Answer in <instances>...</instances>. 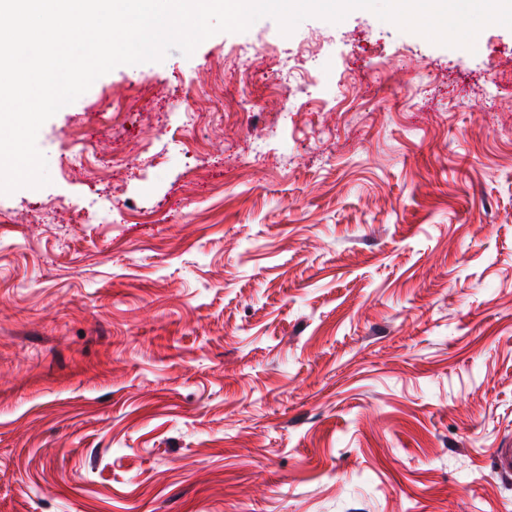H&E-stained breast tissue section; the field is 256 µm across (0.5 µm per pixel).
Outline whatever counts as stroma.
<instances>
[{"instance_id":"obj_1","label":"stroma","mask_w":512,"mask_h":512,"mask_svg":"<svg viewBox=\"0 0 512 512\" xmlns=\"http://www.w3.org/2000/svg\"><path fill=\"white\" fill-rule=\"evenodd\" d=\"M37 146L49 184L0 194V512H512V28L264 17Z\"/></svg>"}]
</instances>
